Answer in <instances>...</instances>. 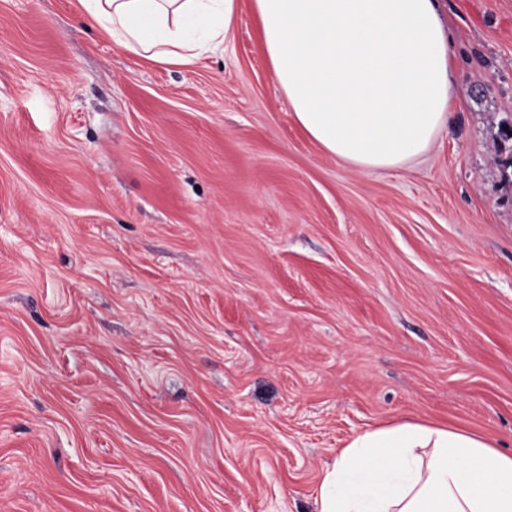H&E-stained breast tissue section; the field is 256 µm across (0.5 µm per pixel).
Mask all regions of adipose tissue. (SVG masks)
Returning <instances> with one entry per match:
<instances>
[{
  "mask_svg": "<svg viewBox=\"0 0 512 512\" xmlns=\"http://www.w3.org/2000/svg\"><path fill=\"white\" fill-rule=\"evenodd\" d=\"M294 120L337 161L399 168L448 127L453 41L438 0H253ZM127 50L190 64L223 47L237 0H81ZM318 512H512V453L482 435L401 423L356 436L327 466Z\"/></svg>",
  "mask_w": 512,
  "mask_h": 512,
  "instance_id": "1",
  "label": "adipose tissue"
}]
</instances>
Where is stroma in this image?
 <instances>
[{"label":"stroma","mask_w":512,"mask_h":512,"mask_svg":"<svg viewBox=\"0 0 512 512\" xmlns=\"http://www.w3.org/2000/svg\"><path fill=\"white\" fill-rule=\"evenodd\" d=\"M443 5L448 130L360 171L253 0L188 65L0 0V512H316L403 421L512 451V0Z\"/></svg>","instance_id":"stroma-1"}]
</instances>
